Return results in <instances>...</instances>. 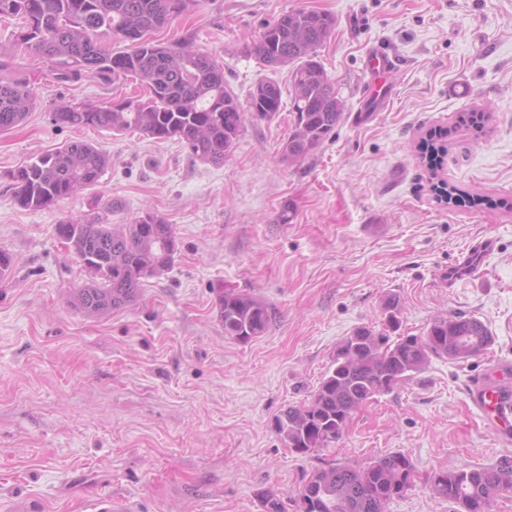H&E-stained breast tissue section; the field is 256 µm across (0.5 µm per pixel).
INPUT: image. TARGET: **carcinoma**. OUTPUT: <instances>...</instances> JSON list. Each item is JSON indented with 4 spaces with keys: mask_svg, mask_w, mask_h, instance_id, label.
I'll use <instances>...</instances> for the list:
<instances>
[{
    "mask_svg": "<svg viewBox=\"0 0 512 512\" xmlns=\"http://www.w3.org/2000/svg\"><path fill=\"white\" fill-rule=\"evenodd\" d=\"M196 5L198 0H0V17L22 20L15 45L49 64L55 79L93 77L109 83L129 78L143 91L138 99L64 101L54 109L55 123L176 140L193 159L221 165L246 122L269 120L281 111L282 90L261 80L244 107L224 83V63L212 54L186 41L164 46L148 37ZM334 25L328 13L292 10L265 25L250 47L264 66L290 67L294 118L282 147L290 162L316 149L344 115L346 101L317 54ZM113 39L131 43L130 50L112 52L107 43ZM35 107L31 81L0 58V131L18 126ZM490 121L491 113L473 109L459 113L454 127L430 131L420 145L428 169L435 173L440 168L453 128L482 130ZM109 164L105 151L73 140L3 177L15 187L21 206L39 209L97 184ZM54 232L86 275L69 303L89 315L131 303L144 280L169 270L177 251L172 225L150 209L116 227L93 212L60 221ZM217 309L224 335L241 343L265 335L273 319L266 304L234 289L217 293ZM382 310L385 328L359 327L344 338L310 399L275 416L273 428L292 452L306 456L339 441L356 412L425 370L431 358L463 361L493 341L482 322L464 314L438 316L424 335H405L396 294L385 296ZM415 477L414 463L401 451L364 466L317 468L294 504L297 512H389L390 503L414 486ZM430 490L457 505V512H486L497 497L512 492V461L441 471L432 477Z\"/></svg>",
    "mask_w": 512,
    "mask_h": 512,
    "instance_id": "cac0c4a2",
    "label": "carcinoma"
}]
</instances>
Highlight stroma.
Wrapping results in <instances>:
<instances>
[{"label":"stroma","instance_id":"obj_1","mask_svg":"<svg viewBox=\"0 0 512 512\" xmlns=\"http://www.w3.org/2000/svg\"><path fill=\"white\" fill-rule=\"evenodd\" d=\"M292 9L334 16L318 56L346 102L331 136L293 164L281 158L290 105L247 125L215 166L174 140L57 126L53 104L134 96L135 82H60L34 55L13 56L38 104L0 132V172L72 140L111 163L96 185L39 210L0 179V249L14 258L0 280V512H97L107 497L127 512H261L260 493L293 499L307 471L395 451L411 457L416 478L390 512H453L429 490L433 473L512 459V442L465 394L512 363V0H200L153 38L215 55L244 102L263 79L288 88V68L263 67L249 48ZM378 44L399 63L393 96L357 123L365 55ZM475 108L489 110V129L456 130L439 176L487 202L445 204L418 144ZM93 200L121 202L114 224L153 209L177 239L169 271L100 315L67 305L84 274L54 234ZM478 240L491 250L448 287L444 272ZM220 287L271 309L264 336H225ZM391 293L403 332L461 313L494 342L464 362L432 358L359 411L336 445L291 452L275 416L310 397L344 337L381 326Z\"/></svg>","mask_w":512,"mask_h":512}]
</instances>
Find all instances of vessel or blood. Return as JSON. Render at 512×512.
<instances>
[{
	"instance_id": "1",
	"label": "vessel or blood",
	"mask_w": 512,
	"mask_h": 512,
	"mask_svg": "<svg viewBox=\"0 0 512 512\" xmlns=\"http://www.w3.org/2000/svg\"><path fill=\"white\" fill-rule=\"evenodd\" d=\"M397 61L387 49L375 46L365 57L368 79L364 95L367 99L385 100L391 88L384 75L395 71ZM466 395L482 415L488 429L499 438L512 441V373L497 370L471 381Z\"/></svg>"
}]
</instances>
